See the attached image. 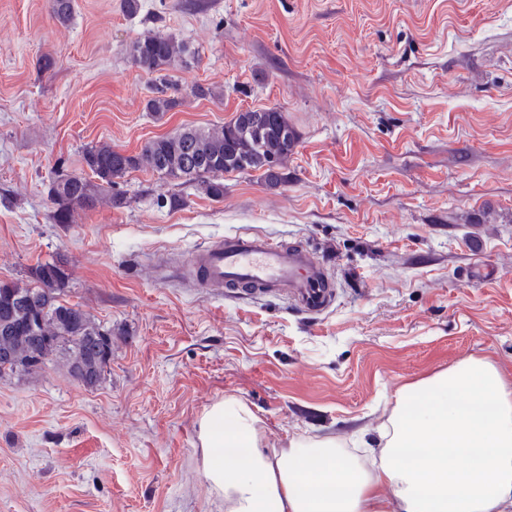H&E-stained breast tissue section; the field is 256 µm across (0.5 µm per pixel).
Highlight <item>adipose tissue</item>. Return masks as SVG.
<instances>
[{
	"label": "adipose tissue",
	"instance_id": "obj_1",
	"mask_svg": "<svg viewBox=\"0 0 512 512\" xmlns=\"http://www.w3.org/2000/svg\"><path fill=\"white\" fill-rule=\"evenodd\" d=\"M198 437L224 512H512V379L487 358L404 385L366 462L331 438L268 447L237 399L213 405Z\"/></svg>",
	"mask_w": 512,
	"mask_h": 512
}]
</instances>
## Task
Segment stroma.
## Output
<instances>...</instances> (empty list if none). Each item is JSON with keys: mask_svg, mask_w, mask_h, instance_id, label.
<instances>
[{"mask_svg": "<svg viewBox=\"0 0 512 512\" xmlns=\"http://www.w3.org/2000/svg\"><path fill=\"white\" fill-rule=\"evenodd\" d=\"M121 4L76 0L63 26L49 0H0V282L63 256V300L112 331L97 387L58 361L0 379V512H224L198 441L217 402L250 405L267 445L331 437L358 456L402 386L467 357L512 377V0ZM147 31L199 50L161 115L126 52ZM272 105L299 139L280 186L228 173L214 200L132 170L123 207L53 222L49 184L89 176L86 148L134 155ZM244 230L319 257L331 307L177 273Z\"/></svg>", "mask_w": 512, "mask_h": 512, "instance_id": "stroma-1", "label": "stroma"}]
</instances>
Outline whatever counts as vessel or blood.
Here are the masks:
<instances>
[{
  "mask_svg": "<svg viewBox=\"0 0 512 512\" xmlns=\"http://www.w3.org/2000/svg\"><path fill=\"white\" fill-rule=\"evenodd\" d=\"M197 287L218 292L250 285L256 294L275 296L318 313L334 291L326 269L302 247H285L268 237L242 232L197 250L187 261Z\"/></svg>",
  "mask_w": 512,
  "mask_h": 512,
  "instance_id": "b4317fda",
  "label": "vessel or blood"
}]
</instances>
